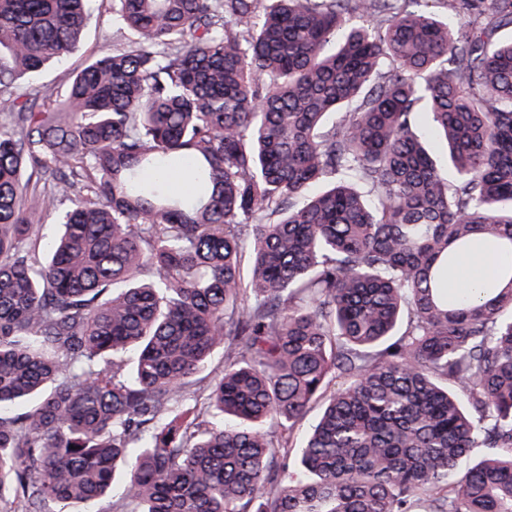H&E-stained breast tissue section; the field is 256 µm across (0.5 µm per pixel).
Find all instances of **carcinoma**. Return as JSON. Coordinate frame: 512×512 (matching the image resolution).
Instances as JSON below:
<instances>
[{
	"instance_id": "cac0c4a2",
	"label": "carcinoma",
	"mask_w": 512,
	"mask_h": 512,
	"mask_svg": "<svg viewBox=\"0 0 512 512\" xmlns=\"http://www.w3.org/2000/svg\"><path fill=\"white\" fill-rule=\"evenodd\" d=\"M97 2L0 0V94ZM420 2L112 0L11 99L0 512H512V0ZM111 7L107 0L98 2L97 11L76 47L40 74L22 78L19 90L29 91L34 88L50 87L60 94L70 77L83 67L89 56L112 51L113 45L128 42L132 38L128 33H119L112 28ZM504 256L492 244H484L466 255L450 276L451 288H490Z\"/></svg>"
}]
</instances>
